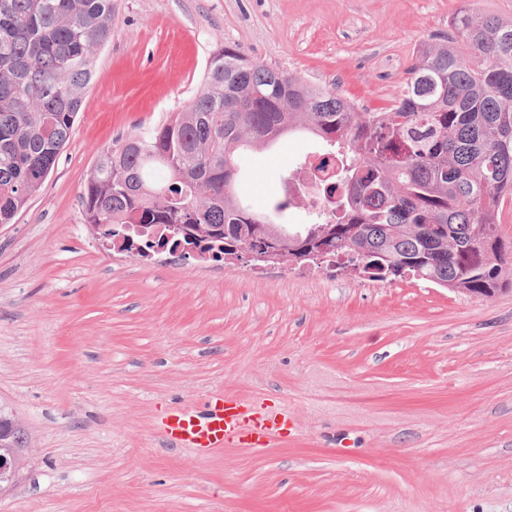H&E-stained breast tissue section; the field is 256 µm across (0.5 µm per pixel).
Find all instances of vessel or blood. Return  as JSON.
I'll return each instance as SVG.
<instances>
[{"instance_id":"vessel-or-blood-1","label":"vessel or blood","mask_w":512,"mask_h":512,"mask_svg":"<svg viewBox=\"0 0 512 512\" xmlns=\"http://www.w3.org/2000/svg\"><path fill=\"white\" fill-rule=\"evenodd\" d=\"M286 409L256 408L224 394L210 395L202 407L180 406L163 415V439L202 456L227 444L246 450L268 446L286 426Z\"/></svg>"}]
</instances>
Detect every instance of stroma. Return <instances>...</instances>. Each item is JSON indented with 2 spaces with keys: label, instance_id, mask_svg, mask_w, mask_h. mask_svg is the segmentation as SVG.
<instances>
[{
  "label": "stroma",
  "instance_id": "obj_1",
  "mask_svg": "<svg viewBox=\"0 0 512 512\" xmlns=\"http://www.w3.org/2000/svg\"><path fill=\"white\" fill-rule=\"evenodd\" d=\"M464 2L512 18V0H112L72 136L0 224V404L31 449L0 512H512V292L135 260L80 204L97 151L179 111L217 48L381 109ZM310 149L242 151L237 198L269 208ZM218 392L287 405L292 433L202 458L163 442L166 411Z\"/></svg>",
  "mask_w": 512,
  "mask_h": 512
}]
</instances>
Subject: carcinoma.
<instances>
[{"label":"carcinoma","mask_w":512,"mask_h":512,"mask_svg":"<svg viewBox=\"0 0 512 512\" xmlns=\"http://www.w3.org/2000/svg\"><path fill=\"white\" fill-rule=\"evenodd\" d=\"M450 27L451 38L420 45L380 112L238 47L215 50L182 111L98 154L84 223L123 235L122 251L191 246L225 264L236 246L260 254L288 202L264 214L240 203L237 154L304 133L325 148L320 167L341 161L327 189L334 217L313 211L306 224L329 256L355 253L378 269L372 281L409 275L475 297L512 287V242L498 231L512 198V20L462 5ZM111 37L112 0H0V224L54 170ZM173 224L196 235H152Z\"/></svg>","instance_id":"obj_1"}]
</instances>
